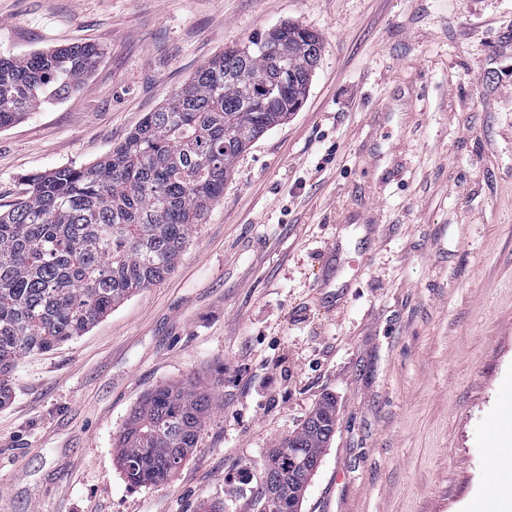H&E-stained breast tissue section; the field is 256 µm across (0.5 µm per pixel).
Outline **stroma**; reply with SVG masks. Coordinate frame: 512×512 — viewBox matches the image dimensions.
Masks as SVG:
<instances>
[{
  "instance_id": "obj_1",
  "label": "stroma",
  "mask_w": 512,
  "mask_h": 512,
  "mask_svg": "<svg viewBox=\"0 0 512 512\" xmlns=\"http://www.w3.org/2000/svg\"><path fill=\"white\" fill-rule=\"evenodd\" d=\"M288 21L322 41L304 105L240 155L173 272L18 361L0 512H255L268 453L326 395L301 512H512V0H0V55L101 50L0 130V205ZM187 377L215 402L197 448L130 486L120 430Z\"/></svg>"
}]
</instances>
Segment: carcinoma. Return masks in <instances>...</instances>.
I'll return each mask as SVG.
<instances>
[{
  "mask_svg": "<svg viewBox=\"0 0 512 512\" xmlns=\"http://www.w3.org/2000/svg\"><path fill=\"white\" fill-rule=\"evenodd\" d=\"M321 50L316 32L292 23L226 47L98 162L21 177V196L0 211V406L22 355L85 335L174 270L238 157L301 109ZM99 57L90 43L0 55V129L75 92ZM212 408L192 378L146 393L116 442L127 482L166 484ZM335 425L325 396L269 453L257 512H299L298 463L323 457Z\"/></svg>",
  "mask_w": 512,
  "mask_h": 512,
  "instance_id": "carcinoma-1",
  "label": "carcinoma"
}]
</instances>
